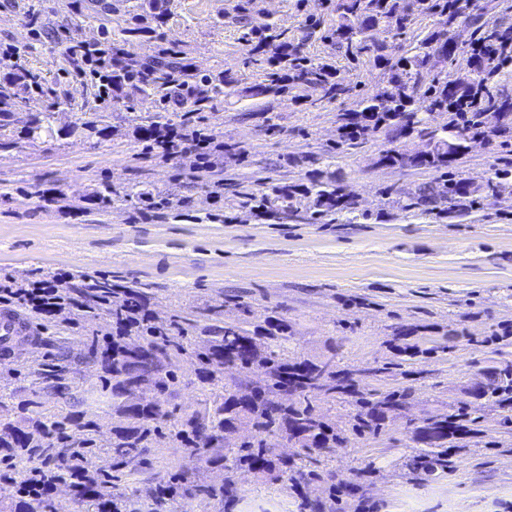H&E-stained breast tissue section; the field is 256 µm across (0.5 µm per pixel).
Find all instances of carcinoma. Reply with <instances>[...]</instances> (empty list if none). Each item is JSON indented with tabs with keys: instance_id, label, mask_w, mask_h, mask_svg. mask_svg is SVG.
I'll return each instance as SVG.
<instances>
[{
	"instance_id": "cac0c4a2",
	"label": "carcinoma",
	"mask_w": 512,
	"mask_h": 512,
	"mask_svg": "<svg viewBox=\"0 0 512 512\" xmlns=\"http://www.w3.org/2000/svg\"><path fill=\"white\" fill-rule=\"evenodd\" d=\"M414 2L421 11L439 17L441 28L428 31L410 54L396 56L392 47L377 39L373 31L387 23L394 25L395 34H404ZM476 9L478 0H338L339 20L330 38L346 46L352 59L366 57L388 72L383 95L391 106L368 97L360 102L359 108L339 113L336 148L353 147L369 135L381 133L389 144L381 154V164L392 168L425 167L439 173L434 183L404 193L405 209L432 211L447 202L464 213L476 196L512 194V170L503 169L495 178L478 186L460 177L457 171L459 160L472 140L495 137L503 147L512 144V97L491 85L500 74L497 47L512 44V28L487 25L476 28L478 36L472 44L485 45L487 57H469L467 69L455 89H448V84L436 76L425 80L431 71L433 45L447 34L445 27ZM251 34L257 52L275 47L273 55L266 59L265 82L259 85L257 94L278 97L299 85L319 87L329 99L345 91L333 80L329 66L300 55L283 33L268 26L254 29ZM84 50V63L91 65L93 73L110 84L116 94L127 86L157 98L160 104L186 78L182 66L170 61L171 54L166 51L137 67L118 56L110 57V42L88 44ZM233 83V78L226 76L219 83L208 82L204 94L186 96L192 106L190 113L201 114L206 103L223 94ZM22 93L46 96L49 90L39 73L17 62L0 73V103L5 108L0 112V147L16 133L13 125L18 122L22 123L21 131L32 138L44 130H52L53 113L21 114ZM433 112L448 113V122L439 129L429 126L427 115ZM411 136L423 143L424 150L409 153L397 147L399 141ZM242 196L245 205L253 203L274 218L297 210L300 197L308 199L313 215L320 217L348 212L354 205L340 186L320 177L311 179L307 185H272L258 196L246 188ZM287 333L285 323L253 333L235 324L224 328V335L208 347L194 352L190 361L200 365L226 360L238 363L243 370L260 368L266 375V383L240 398L237 390L218 388L219 380L212 372H205L200 378L209 386V400L191 414L170 407L164 394L175 376L156 370V360L171 351L182 350L181 319L173 320L166 327L152 322L137 326L138 343L127 342L125 336L112 337L110 357L91 349L90 356L96 359L102 372L101 380L110 386L112 398L118 400V411L127 419V425L116 428L112 436L116 466H136L153 436L167 426L187 456L198 463L203 461L219 467L230 459L234 466L262 478L294 481L297 463L275 457L270 439L287 435L296 439L300 447L313 446L318 453L345 441L342 434L314 413L313 397L324 394L354 405L357 413L352 430L359 434L381 432L390 416L403 408L406 393L399 390L367 393L350 371H333L322 381L314 382L318 363L288 357L282 349ZM480 397L505 411L512 410V363L489 371ZM474 423L466 408L460 407L454 413L427 415L416 427L415 435L424 447L440 449L438 456L442 457V449L452 447L457 436L469 431ZM68 424L70 421L64 418L34 422L23 418L0 424V449L35 466L49 450L67 460L78 448L94 447L89 425H75L80 431V437L76 438L68 432ZM241 427L252 429L254 435L229 458L224 454V434ZM120 479V475L109 473L97 484L85 489L76 487L72 489L73 500L98 509L105 497L104 489L116 488ZM166 484L171 497L181 493L207 498L224 496V487L199 484L187 472L168 475ZM8 498L10 512H61L60 504L32 500L18 490Z\"/></svg>"
}]
</instances>
